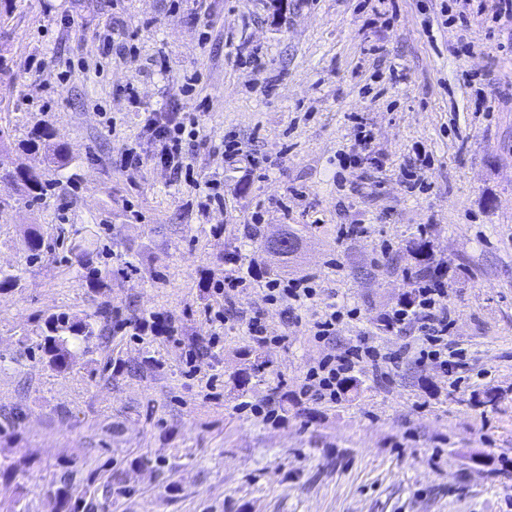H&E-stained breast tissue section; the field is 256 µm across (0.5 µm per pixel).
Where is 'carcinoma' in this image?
Masks as SVG:
<instances>
[{
  "instance_id": "carcinoma-1",
  "label": "carcinoma",
  "mask_w": 512,
  "mask_h": 512,
  "mask_svg": "<svg viewBox=\"0 0 512 512\" xmlns=\"http://www.w3.org/2000/svg\"><path fill=\"white\" fill-rule=\"evenodd\" d=\"M19 124L10 119H0V149L13 146L27 154H41L43 162L49 167L64 170L71 166L74 156L63 144L53 142L54 133L46 124L35 123L26 128L23 136H17ZM19 199L25 203L40 204L47 198L49 183L44 171L38 167L33 170L17 172L10 181ZM285 242H292V248L284 249L279 253L281 260L288 261L298 253L297 244L302 240L298 230L285 226L283 230ZM24 249L27 259L37 261L53 250V244L38 232L30 231L24 238ZM77 265L81 270V277L91 288L105 287V278L99 268L93 264V255L81 246L72 247ZM22 281L19 270H3L0 268V291L17 288ZM111 320V310L107 306L98 308L94 313L78 318L68 312L62 311L47 316L43 324L38 326L36 347L41 352L42 359L48 366L57 372L66 371L73 358V349L77 347L89 348L95 340L108 339V326ZM267 362L256 356L250 366L240 369L233 376L234 388L247 392L254 387V383L262 382L260 373L265 370Z\"/></svg>"
}]
</instances>
